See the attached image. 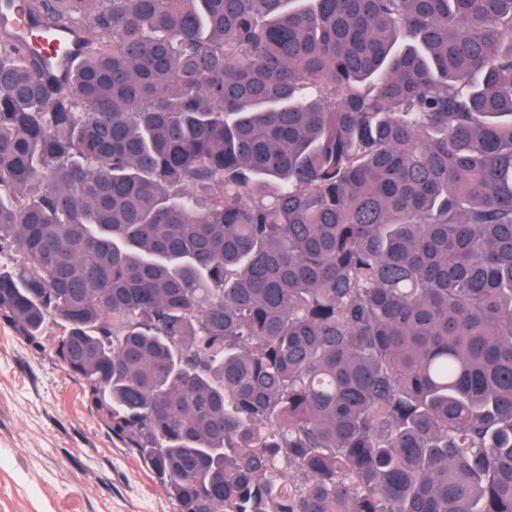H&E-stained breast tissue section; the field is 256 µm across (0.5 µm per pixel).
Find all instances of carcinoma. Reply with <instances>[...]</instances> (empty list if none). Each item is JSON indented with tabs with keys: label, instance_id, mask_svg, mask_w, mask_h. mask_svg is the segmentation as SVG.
Listing matches in <instances>:
<instances>
[{
	"label": "carcinoma",
	"instance_id": "1",
	"mask_svg": "<svg viewBox=\"0 0 512 512\" xmlns=\"http://www.w3.org/2000/svg\"><path fill=\"white\" fill-rule=\"evenodd\" d=\"M26 11L0 320L178 512H512V0Z\"/></svg>",
	"mask_w": 512,
	"mask_h": 512
}]
</instances>
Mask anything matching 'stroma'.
I'll list each match as a JSON object with an SVG mask.
<instances>
[{"mask_svg": "<svg viewBox=\"0 0 512 512\" xmlns=\"http://www.w3.org/2000/svg\"><path fill=\"white\" fill-rule=\"evenodd\" d=\"M0 322V512H178L157 475L91 408L55 355Z\"/></svg>", "mask_w": 512, "mask_h": 512, "instance_id": "35a3bbf8", "label": "stroma"}]
</instances>
